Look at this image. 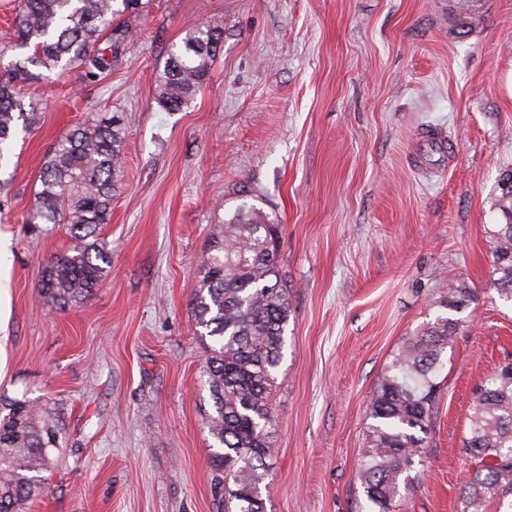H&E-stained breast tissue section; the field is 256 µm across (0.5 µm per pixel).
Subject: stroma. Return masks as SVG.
<instances>
[{"mask_svg": "<svg viewBox=\"0 0 512 512\" xmlns=\"http://www.w3.org/2000/svg\"><path fill=\"white\" fill-rule=\"evenodd\" d=\"M117 24L131 35L111 72L21 84L38 120L0 165V398L64 412L30 512H216L192 300L200 257L244 201L280 220L290 305L267 512H367L370 399L449 274L475 298L396 512H460L472 390L512 361L486 234L512 169V0H151ZM195 25L222 27L223 48L194 101L164 110L156 76ZM115 114L121 185L97 231L111 271L62 310L41 271L70 236L28 212L60 136Z\"/></svg>", "mask_w": 512, "mask_h": 512, "instance_id": "stroma-1", "label": "stroma"}]
</instances>
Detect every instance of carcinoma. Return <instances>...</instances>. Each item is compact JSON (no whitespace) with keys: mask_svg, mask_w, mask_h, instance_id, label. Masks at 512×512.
<instances>
[{"mask_svg":"<svg viewBox=\"0 0 512 512\" xmlns=\"http://www.w3.org/2000/svg\"><path fill=\"white\" fill-rule=\"evenodd\" d=\"M149 0H20L15 14L19 47L27 56L0 75V162L7 159L17 127L34 124L15 82L33 75L61 76L81 68L97 79L112 68V56L129 29L112 27L125 14L141 15ZM106 46H100L106 31ZM224 32L215 26L190 28L168 52L158 76L157 103L167 111L187 106L209 75ZM120 124L87 121L54 145L40 176L30 214L32 224H63L72 246L42 270L41 293L61 309L83 304L108 277L110 253L96 229L112 215V193L122 167ZM512 171L502 174L498 210L502 222L487 229L493 243L497 294L512 301ZM279 225L257 207L240 203L224 221V238L200 261L203 279L193 316L207 346V383L215 413L209 428L217 512H266L262 486L272 457L275 424L270 397L285 346L290 307L278 266ZM454 278L443 284L441 309L395 353L373 393L374 421L356 477L371 512H394L411 487L410 472L422 464L434 412L438 378L448 346L463 327L460 312L473 300ZM60 414L31 400L0 403V512H28L46 491L43 473L61 447ZM465 448L474 470L463 489L466 507L482 512L488 503L512 496V362L494 370L473 390Z\"/></svg>","mask_w":512,"mask_h":512,"instance_id":"1","label":"carcinoma"}]
</instances>
